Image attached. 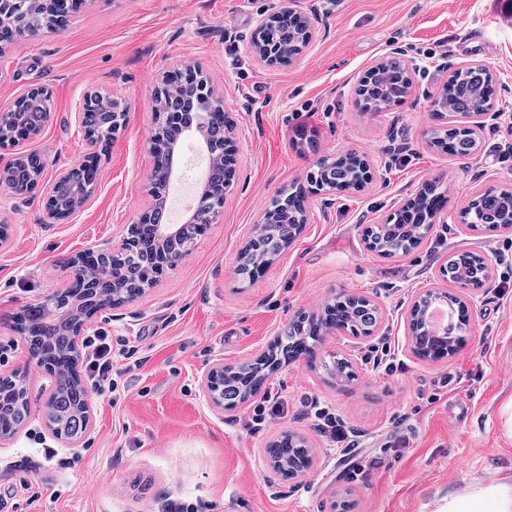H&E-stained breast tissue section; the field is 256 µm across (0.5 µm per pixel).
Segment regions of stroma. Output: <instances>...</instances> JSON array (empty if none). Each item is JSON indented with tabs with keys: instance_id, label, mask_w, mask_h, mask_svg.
Masks as SVG:
<instances>
[{
	"instance_id": "obj_1",
	"label": "stroma",
	"mask_w": 512,
	"mask_h": 512,
	"mask_svg": "<svg viewBox=\"0 0 512 512\" xmlns=\"http://www.w3.org/2000/svg\"><path fill=\"white\" fill-rule=\"evenodd\" d=\"M277 0H94L63 33L32 38L0 56V113L30 89L47 88L51 115L22 141L45 162L29 194L0 191V219L13 224L0 246V374L26 373L29 417L0 446V495L18 512H157L167 496L202 500L211 512H448L455 496L492 512L486 488L512 491V228L476 232L461 224L467 202L512 186V7L507 0H301L316 40L295 60L268 67L253 45L258 21ZM483 35L486 50L468 42ZM401 48L412 89L383 112L364 111L356 89L366 69ZM208 74L232 123L237 152L224 208L190 253L134 301L99 310L88 326L133 346L112 358L115 392L89 399L90 422L76 439L52 438L47 461L46 401L53 383L35 369L13 318L68 286L65 265L95 244L119 239L147 208L153 167L148 148L153 94L178 63ZM473 63L493 75L495 120L478 130L479 147L459 158L430 142L450 70ZM99 93L120 102L123 127L89 142L76 108ZM353 152L371 162L362 186L308 196L307 221L286 251L238 284V256L269 200L305 185L318 159ZM93 159L98 182L87 203L55 224L42 221L46 184ZM443 200L435 223L409 254L371 252L364 229L413 200L428 183ZM461 251L483 255L484 288H461L439 273ZM461 298L466 340L440 360L412 349L409 314L428 289ZM339 293L375 303L371 336L324 332L309 352L269 374L235 410L215 407L201 382L215 365L255 361L299 316L320 313ZM389 337L401 364L373 367L365 354ZM347 359L355 378H330L324 363ZM451 383L437 388V381ZM440 400H433V393ZM283 414L251 432L264 396ZM335 410L360 437L341 448L315 430L310 401ZM302 437L310 464L282 476L266 461L282 432ZM41 496L30 500L28 486Z\"/></svg>"
}]
</instances>
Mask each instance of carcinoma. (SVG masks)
Masks as SVG:
<instances>
[{"mask_svg":"<svg viewBox=\"0 0 512 512\" xmlns=\"http://www.w3.org/2000/svg\"><path fill=\"white\" fill-rule=\"evenodd\" d=\"M52 15L50 0H18L14 11L0 16V43L7 44L16 37L25 34L30 24L38 25ZM278 40L280 54L289 59L300 55L305 46V29L294 25L289 29L258 31L256 40L265 43L268 39ZM493 77L489 69L480 64L458 69L448 77V82L440 94V106L436 111L444 117H468L475 112H484L492 105ZM410 83L401 61L386 58L366 81L359 83L357 95L362 106L377 112L388 109L397 98L406 95ZM47 94H26L13 103L10 111L19 114L14 123L0 130V147H15L22 139L38 135L49 120L50 108ZM95 111L100 113L92 134L97 138L112 136L116 129L115 113L120 104L111 99L99 98ZM193 112L194 124L198 125L202 135L215 146L227 139L224 124L210 115L200 114L195 97L177 86L165 89L155 100V122L164 131L166 139L174 141L179 137V124L183 123L181 113ZM451 143V153L458 157H468L477 150L475 133L465 126L453 125L438 127L432 131L431 143L443 147ZM232 158L221 151L210 159L208 174L211 193L200 203L193 222L183 225L179 245L169 249L167 267L178 261L179 251L192 248L198 236L224 207V165ZM363 173L362 163L356 154L350 153L343 158L324 157L316 164V171L308 179L322 191L335 187L354 184ZM6 182L17 195L32 192L41 180L43 170L40 158L34 153H16L11 163L4 169ZM166 178L157 175L152 179L148 194L153 209L160 211L164 206L163 189ZM497 219L486 220L476 211L460 213L462 223L473 231L493 230L507 224L512 219V189L494 192ZM418 218L413 224H403L389 217L382 224H373L365 228L364 236L368 247L382 257L392 258L406 255L423 240L432 226L433 213L428 210L427 199L422 198L413 205ZM270 216L256 225L252 241L240 252L237 272L239 282H251L254 270L271 264L293 241L299 228L306 222V211L296 207L292 194L282 193L270 201ZM157 250L153 229L144 227L138 233V240L129 248L124 257L123 266L115 279L112 295L122 304L142 295L153 286L162 275L154 264ZM446 275L454 283L464 288H480L488 279L487 261L474 253H459L448 258ZM48 314L41 305L24 309L16 324L29 333V341L35 359L40 367L54 379V388L46 405V420L52 433L65 439H74L85 431L84 413L87 411V398L77 364L73 361L74 350L69 332L49 325ZM347 324V329L355 336H368L377 322V310L363 300L337 297L326 305L324 317L299 319L289 324L275 339V345L287 350L293 344L308 336H317L319 330L328 326L332 319ZM467 321L460 318L447 326V341L444 349L433 354L428 350L420 352L424 359H438L453 352L463 340L462 333ZM265 380V373L259 365L243 363L224 369V378L220 391L224 398V409L234 410L244 403ZM9 398L0 406V434L16 432L29 415L27 387L23 377L18 374L6 384ZM276 470L293 477L308 456L304 443L286 433L277 447Z\"/></svg>","mask_w":512,"mask_h":512,"instance_id":"1","label":"carcinoma"}]
</instances>
